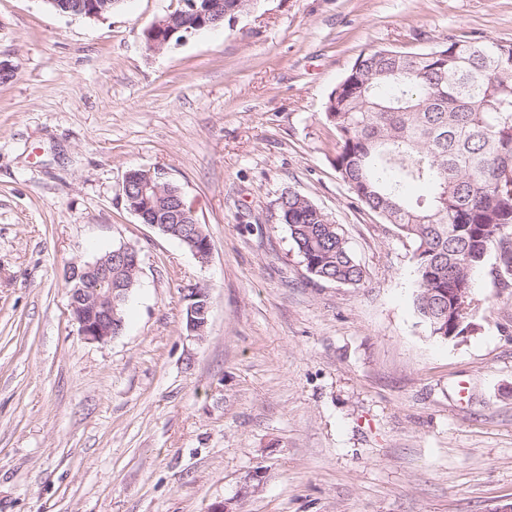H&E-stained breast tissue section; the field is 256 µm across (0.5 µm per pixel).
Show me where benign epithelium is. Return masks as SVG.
<instances>
[{"label": "benign epithelium", "mask_w": 512, "mask_h": 512, "mask_svg": "<svg viewBox=\"0 0 512 512\" xmlns=\"http://www.w3.org/2000/svg\"><path fill=\"white\" fill-rule=\"evenodd\" d=\"M49 8L62 14L82 16L88 19H99L107 9L110 0H42ZM229 11L224 9V0H182L181 8L157 19L145 33L149 50L159 52L167 48L171 42H183L196 31L224 21ZM176 195L171 181L160 170L148 171L139 186V191L131 190L128 181L122 183V198L126 208L138 217H148L151 199H163ZM183 217L192 224L188 229L186 243L199 262L207 264L212 254L210 239L205 237L195 224V213H184ZM119 264L131 271L139 270V251L130 245H123L115 252L90 265V271L97 277L112 281V264ZM118 289L109 288L105 292L95 288L79 285L70 291V310L79 331L88 341L104 342L118 335L120 327L116 315V295ZM471 297L468 288H453L448 296V315L455 327H461L456 319L460 312L473 316V304L468 302ZM187 306L186 326L191 332H201L208 321L210 309L207 289L194 287L185 295Z\"/></svg>", "instance_id": "1"}]
</instances>
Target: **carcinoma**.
<instances>
[{"mask_svg": "<svg viewBox=\"0 0 512 512\" xmlns=\"http://www.w3.org/2000/svg\"><path fill=\"white\" fill-rule=\"evenodd\" d=\"M335 168L357 200L414 246V305L433 336L448 335V289L490 253L512 280V43L453 40L426 51L373 49L331 92ZM165 235L183 226L154 205ZM280 223L316 279L357 285L364 270L339 225L295 192L280 195ZM137 275L112 266V287Z\"/></svg>", "mask_w": 512, "mask_h": 512, "instance_id": "carcinoma-1", "label": "carcinoma"}]
</instances>
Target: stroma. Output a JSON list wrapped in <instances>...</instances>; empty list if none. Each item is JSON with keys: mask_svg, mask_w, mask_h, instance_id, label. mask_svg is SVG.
<instances>
[{"mask_svg": "<svg viewBox=\"0 0 512 512\" xmlns=\"http://www.w3.org/2000/svg\"><path fill=\"white\" fill-rule=\"evenodd\" d=\"M177 0L89 20L0 0V512H492L512 503V286L472 274L476 333L431 335L413 246L335 168L326 103L377 48L512 41V0H258L160 52ZM164 169L208 264L120 198ZM342 228L357 285L312 280L285 190ZM141 271L86 340L65 274ZM208 288L202 334L186 288ZM184 218L188 220L185 224L194 225L192 228L188 227V234L184 240L190 246L194 257L197 258L199 262L208 264L212 254V245L210 239L205 237L204 233L197 228L196 224H198V222L195 218L194 209H192L191 213H184L181 219Z\"/></svg>", "mask_w": 512, "mask_h": 512, "instance_id": "obj_1", "label": "stroma"}]
</instances>
